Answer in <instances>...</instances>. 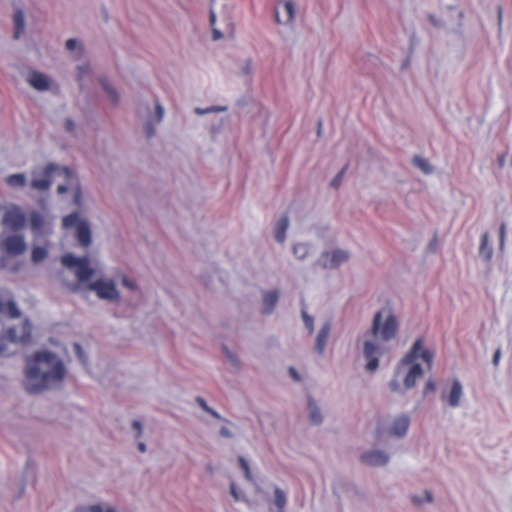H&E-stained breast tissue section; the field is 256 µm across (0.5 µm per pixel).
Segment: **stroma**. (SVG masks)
Returning a JSON list of instances; mask_svg holds the SVG:
<instances>
[{"instance_id":"stroma-1","label":"stroma","mask_w":512,"mask_h":512,"mask_svg":"<svg viewBox=\"0 0 512 512\" xmlns=\"http://www.w3.org/2000/svg\"><path fill=\"white\" fill-rule=\"evenodd\" d=\"M48 165L116 288L10 279L0 512H512V0H0ZM32 336H23L12 348L0 352V359L15 358L19 360L21 375L28 385L34 371V362L40 356V349H31ZM58 370V357L54 352H49L43 355L39 360V366L34 374L39 379L38 388L50 389L55 385L52 383L56 372Z\"/></svg>"}]
</instances>
